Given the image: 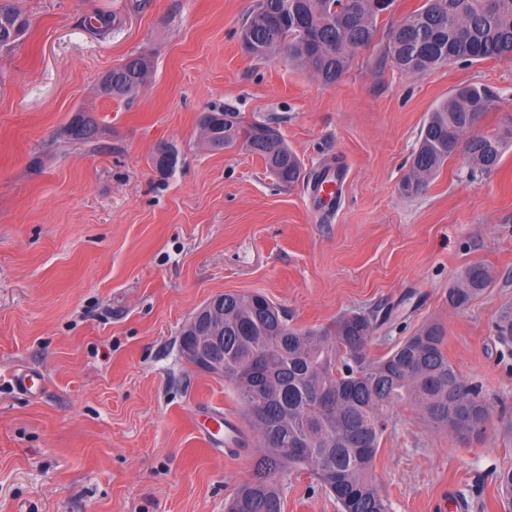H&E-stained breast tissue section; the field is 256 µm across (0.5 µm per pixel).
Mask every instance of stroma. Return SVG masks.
I'll list each match as a JSON object with an SVG mask.
<instances>
[{
  "label": "stroma",
  "mask_w": 512,
  "mask_h": 512,
  "mask_svg": "<svg viewBox=\"0 0 512 512\" xmlns=\"http://www.w3.org/2000/svg\"><path fill=\"white\" fill-rule=\"evenodd\" d=\"M29 27L0 50V512H224L255 455L233 388L180 355L183 325L211 297L260 293L293 324L324 328L351 312L389 314L376 359L422 325L493 405L462 439L409 411L393 416L373 469L391 512H512L498 491L512 468V345L493 325L512 308V144L469 177L463 154L413 197L399 184L428 113L456 87L496 98L476 133L512 117V61L400 72L387 33L422 0H395L373 45L323 85L286 53L259 61L239 31L256 0H6ZM104 13L105 37L84 26ZM146 51L150 82L116 101L103 76ZM230 106L279 128L313 171L343 163L350 180L331 217L302 185L276 184L243 148L210 151L198 118ZM98 148L57 144L77 110ZM174 145L173 171L153 162ZM492 283L467 307L448 289L467 266ZM44 374L31 397L13 375ZM230 414L237 443L204 440ZM284 512H338L309 475L285 482Z\"/></svg>",
  "instance_id": "1"
}]
</instances>
